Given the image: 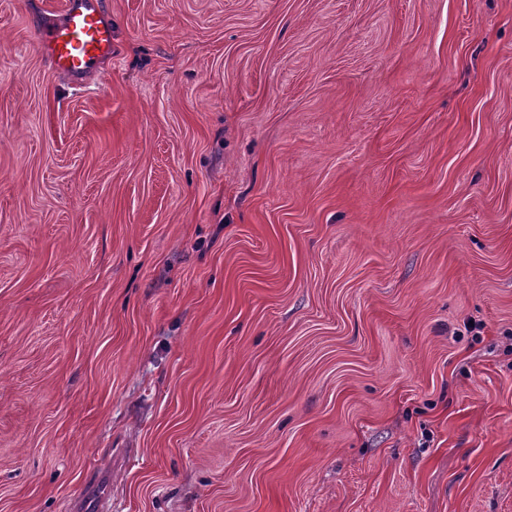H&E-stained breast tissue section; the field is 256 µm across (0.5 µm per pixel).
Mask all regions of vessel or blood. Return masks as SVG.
<instances>
[{"label":"vessel or blood","instance_id":"vessel-or-blood-1","mask_svg":"<svg viewBox=\"0 0 512 512\" xmlns=\"http://www.w3.org/2000/svg\"><path fill=\"white\" fill-rule=\"evenodd\" d=\"M39 44L56 73L79 78L112 53V25L99 0H65L61 20L49 22Z\"/></svg>","mask_w":512,"mask_h":512}]
</instances>
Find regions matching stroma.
Segmentation results:
<instances>
[{"instance_id": "obj_1", "label": "stroma", "mask_w": 512, "mask_h": 512, "mask_svg": "<svg viewBox=\"0 0 512 512\" xmlns=\"http://www.w3.org/2000/svg\"><path fill=\"white\" fill-rule=\"evenodd\" d=\"M0 0V512H512V0ZM39 44L56 73L79 78L112 55V24L99 0H66L62 19L42 28Z\"/></svg>"}]
</instances>
